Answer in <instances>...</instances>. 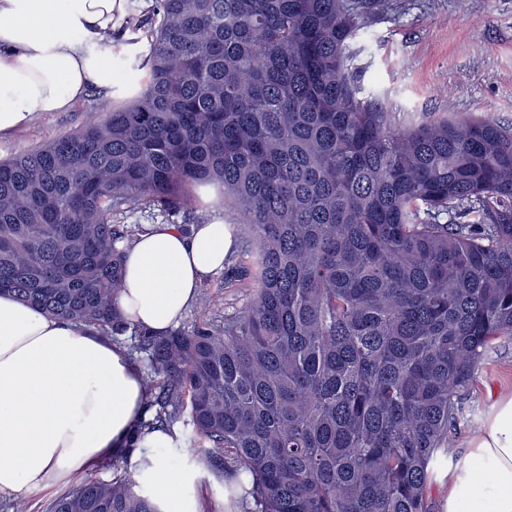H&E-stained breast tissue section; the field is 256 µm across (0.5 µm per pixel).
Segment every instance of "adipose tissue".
<instances>
[{"label": "adipose tissue", "mask_w": 512, "mask_h": 512, "mask_svg": "<svg viewBox=\"0 0 512 512\" xmlns=\"http://www.w3.org/2000/svg\"><path fill=\"white\" fill-rule=\"evenodd\" d=\"M128 0H0V134L62 112L92 86H109L112 49ZM230 225L213 217L183 228L154 225L127 248L116 305L125 320L169 331L195 301L203 278L224 267ZM145 394L138 367L96 329L0 295V496L71 482L130 444ZM156 432L141 442L151 468L139 484L168 487L181 476ZM463 467L449 471L444 512H512V394L499 395Z\"/></svg>", "instance_id": "1"}]
</instances>
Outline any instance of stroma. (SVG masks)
<instances>
[{"label":"stroma","instance_id":"35a3bbf8","mask_svg":"<svg viewBox=\"0 0 512 512\" xmlns=\"http://www.w3.org/2000/svg\"><path fill=\"white\" fill-rule=\"evenodd\" d=\"M363 52L358 64L361 82L371 94H381L389 111L493 113L512 123V0H385V8L369 20L367 35L357 37ZM99 89H91L64 112H47L29 126L0 136V159L32 150L62 137L93 113ZM211 199L175 213L134 212L131 221L189 226L215 215ZM199 293L210 310L191 305L181 325L223 320L251 297L246 287L228 288L223 272L206 276ZM512 393V340L498 341L492 357L473 381L468 403L487 419L495 400ZM176 444L166 448L169 466L184 480L181 493L196 497L201 512H226L224 487L206 463L179 448L190 428L176 424Z\"/></svg>","mask_w":512,"mask_h":512}]
</instances>
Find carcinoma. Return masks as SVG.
<instances>
[{
    "mask_svg": "<svg viewBox=\"0 0 512 512\" xmlns=\"http://www.w3.org/2000/svg\"><path fill=\"white\" fill-rule=\"evenodd\" d=\"M382 6L157 0L145 58L113 63L123 103L0 160V294L146 363L132 442L188 415L237 512H429L466 390L512 340V124L365 94L353 40ZM190 186L236 214L253 295L152 334L115 299L153 225L117 220ZM132 451L51 512H161Z\"/></svg>",
    "mask_w": 512,
    "mask_h": 512,
    "instance_id": "1",
    "label": "carcinoma"
}]
</instances>
